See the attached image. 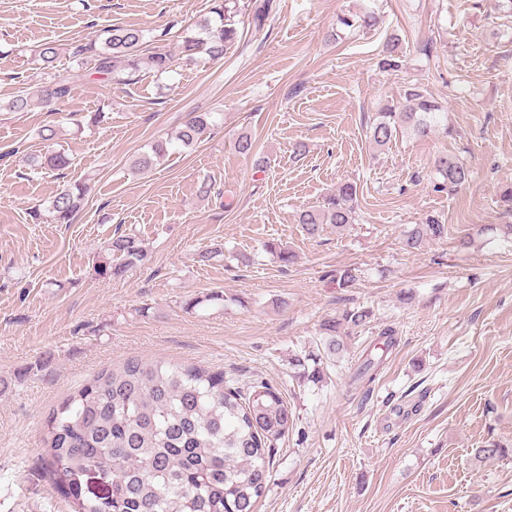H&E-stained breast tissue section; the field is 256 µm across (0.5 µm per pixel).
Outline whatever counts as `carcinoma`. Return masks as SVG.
<instances>
[{"instance_id":"cac0c4a2","label":"carcinoma","mask_w":512,"mask_h":512,"mask_svg":"<svg viewBox=\"0 0 512 512\" xmlns=\"http://www.w3.org/2000/svg\"><path fill=\"white\" fill-rule=\"evenodd\" d=\"M239 0H213L214 20L198 24L196 33L182 40V53L190 62L202 54L212 60L224 57L238 38L234 17ZM143 30L112 26L95 39L72 48V58L88 72L118 84L135 80L142 65L161 76L171 71L173 57L166 53L145 55ZM59 55L52 42L38 54L40 69L49 71ZM71 94L70 81L53 79L34 92L20 91L0 110L27 112L34 107L63 102ZM398 105H387L368 122L369 138L385 146L403 130L424 138L451 133L442 105L426 89L410 84ZM215 126L213 113L201 112L176 132L185 149L199 144ZM168 142L160 141L151 153L135 163L147 170L163 159ZM33 170L71 164L66 155L52 150L25 155ZM439 176L435 188L462 189L470 179L469 168L452 156L435 161ZM84 189L75 185L58 193L50 212L58 223H70L80 209ZM356 187L340 185L323 206L305 210L299 223L310 235L323 225L344 228L354 222ZM448 229L434 218L405 231V246L417 250L429 238H442ZM145 253L133 235H120L98 253L95 270L100 276L120 275L143 261ZM365 308L343 310L327 324L325 353L336 355L347 337L371 321ZM323 358L309 352L294 355L293 365L307 381L324 380ZM382 358L366 355L356 379L374 381ZM294 417L281 391L259 382L247 392L195 365L130 359L105 369L79 388L49 416L43 436L47 465L58 490L72 499L75 512H257L265 493L275 443L293 427ZM512 458V447L497 441L474 452L478 461ZM112 487L109 495L87 490L90 468Z\"/></svg>"}]
</instances>
